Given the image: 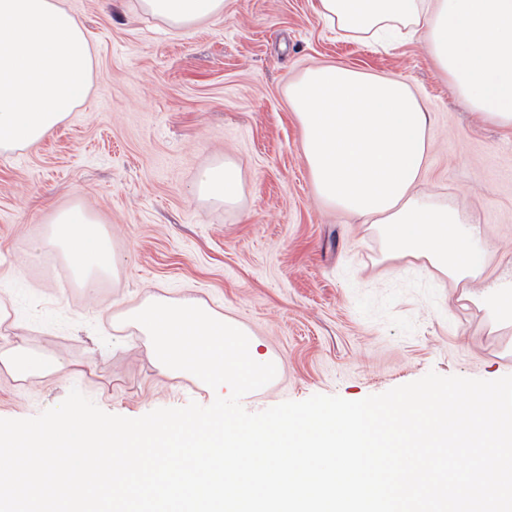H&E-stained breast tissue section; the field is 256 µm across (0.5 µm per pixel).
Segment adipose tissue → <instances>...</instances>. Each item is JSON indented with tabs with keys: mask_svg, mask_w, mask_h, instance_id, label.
Segmentation results:
<instances>
[{
	"mask_svg": "<svg viewBox=\"0 0 512 512\" xmlns=\"http://www.w3.org/2000/svg\"><path fill=\"white\" fill-rule=\"evenodd\" d=\"M146 12L185 30L222 15L225 0H141ZM343 38L390 40L421 33L435 69L483 121L512 128V0H318ZM92 50L81 21L59 0H0V152L31 147L88 96ZM303 131L307 167L320 199L377 225L391 256L426 261L485 308L512 324V288L474 291L486 246L478 225L449 202L417 193L431 149L428 115L402 80L341 64L308 68L288 87ZM237 167L219 162L198 177L201 195L238 198ZM60 250L81 288L115 267L111 234L85 207L57 213L33 250ZM15 377L51 375L64 360L24 347L0 352Z\"/></svg>",
	"mask_w": 512,
	"mask_h": 512,
	"instance_id": "obj_1",
	"label": "adipose tissue"
}]
</instances>
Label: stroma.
Wrapping results in <instances>:
<instances>
[{
	"mask_svg": "<svg viewBox=\"0 0 512 512\" xmlns=\"http://www.w3.org/2000/svg\"><path fill=\"white\" fill-rule=\"evenodd\" d=\"M94 51L93 90L39 145L0 152V349L67 367L18 380L0 369V418L22 419L78 389L138 418L209 389L160 375L146 336L120 323L145 293L194 298L246 326L282 363L241 403L257 413L316 394L356 401L434 371L512 375V326H495L447 276L387 257L377 229L321 202L287 89L305 68L342 63L399 78L431 118L419 191L452 197L491 245L485 282L512 280V130L480 122L420 37L385 47L342 38L317 0H226L223 15L174 31L140 0H64ZM241 173L234 206L196 189L205 166ZM80 204L112 235L113 274L66 287L68 261L31 258L56 213Z\"/></svg>",
	"mask_w": 512,
	"mask_h": 512,
	"instance_id": "35a3bbf8",
	"label": "stroma"
}]
</instances>
